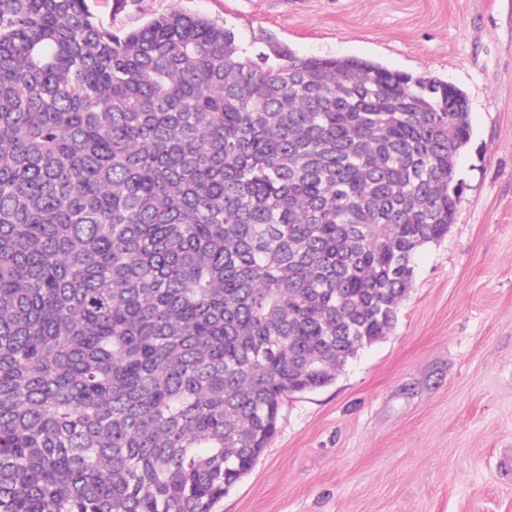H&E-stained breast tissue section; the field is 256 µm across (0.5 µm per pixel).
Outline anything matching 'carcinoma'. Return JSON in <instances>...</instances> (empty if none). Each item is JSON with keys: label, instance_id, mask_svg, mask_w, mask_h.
Masks as SVG:
<instances>
[{"label": "carcinoma", "instance_id": "obj_1", "mask_svg": "<svg viewBox=\"0 0 512 512\" xmlns=\"http://www.w3.org/2000/svg\"><path fill=\"white\" fill-rule=\"evenodd\" d=\"M471 134L441 80L0 0V512H215L393 329Z\"/></svg>", "mask_w": 512, "mask_h": 512}]
</instances>
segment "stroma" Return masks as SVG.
I'll return each instance as SVG.
<instances>
[{"label":"stroma","instance_id":"stroma-1","mask_svg":"<svg viewBox=\"0 0 512 512\" xmlns=\"http://www.w3.org/2000/svg\"><path fill=\"white\" fill-rule=\"evenodd\" d=\"M104 25L173 10L303 56L357 57L467 96L463 192L384 339L288 397L216 512H512V0H91Z\"/></svg>","mask_w":512,"mask_h":512}]
</instances>
